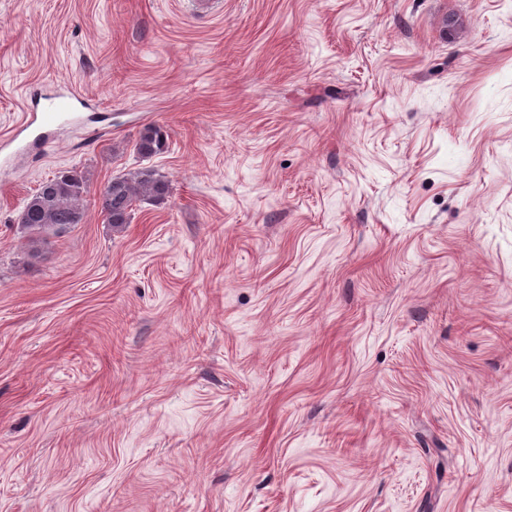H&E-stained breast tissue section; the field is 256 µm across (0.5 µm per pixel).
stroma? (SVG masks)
Masks as SVG:
<instances>
[{
	"label": "stroma",
	"instance_id": "1",
	"mask_svg": "<svg viewBox=\"0 0 512 512\" xmlns=\"http://www.w3.org/2000/svg\"><path fill=\"white\" fill-rule=\"evenodd\" d=\"M222 2L0 0V512H512V0ZM41 104L40 112L27 113L21 122V131H27L29 134H36L43 126L50 123L69 121L74 117V112L79 108H86V99L73 88L67 86L60 88V91L54 96L44 98ZM167 141L166 131L161 127L149 126L140 133L135 148L141 156L149 158L163 153L167 149ZM88 181L77 169L41 182L18 215L32 247L45 243V234L57 233L70 224H82L88 207ZM172 188L164 176L152 168H141L112 177L94 199L106 224L122 228L131 224L136 207L143 201H162Z\"/></svg>",
	"mask_w": 512,
	"mask_h": 512
}]
</instances>
